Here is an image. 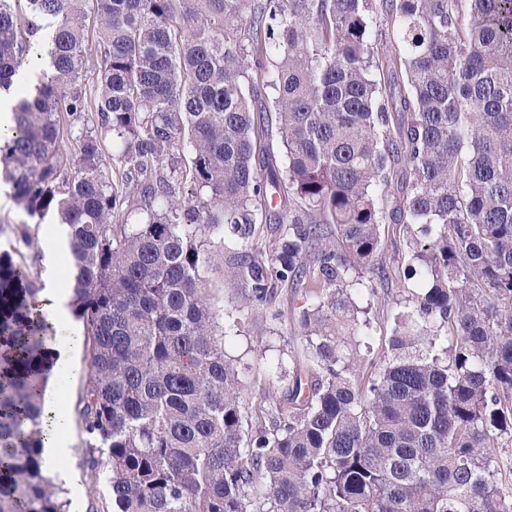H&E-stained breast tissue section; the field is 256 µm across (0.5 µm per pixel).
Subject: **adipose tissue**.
Segmentation results:
<instances>
[{"label":"adipose tissue","mask_w":512,"mask_h":512,"mask_svg":"<svg viewBox=\"0 0 512 512\" xmlns=\"http://www.w3.org/2000/svg\"><path fill=\"white\" fill-rule=\"evenodd\" d=\"M80 343V331L75 328L71 331V339L68 346L63 348L56 346L52 349L54 364L43 392L44 408L49 419L43 437V457L47 466L53 469L58 468L68 453V445L63 439V428L66 421L56 412V379L62 371L75 366L79 355Z\"/></svg>","instance_id":"adipose-tissue-1"}]
</instances>
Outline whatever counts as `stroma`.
Segmentation results:
<instances>
[{
  "mask_svg": "<svg viewBox=\"0 0 512 512\" xmlns=\"http://www.w3.org/2000/svg\"><path fill=\"white\" fill-rule=\"evenodd\" d=\"M56 221L55 214L41 218H26L12 196V188L0 177V251H9L16 261L26 262L39 279L49 274L63 277L71 267L69 253H61L54 266L46 264L49 230ZM382 249L378 264L382 269L375 277L374 351L386 350L398 312L396 300L402 290L404 272L408 265L407 233L403 225L385 224L381 227ZM211 255L204 268L211 300L218 312V325L236 320L238 332L225 344L231 358L241 360L248 369L242 377L243 398L248 423L264 421L275 399L281 398L287 381L272 380L271 366L278 360L295 355L301 344L297 339L292 314L296 297L288 284H279L270 304L251 306L242 297L244 284L231 277L228 269L232 258L219 236L205 239ZM89 374V356L80 354L77 366L61 375L57 381L59 414L66 419L64 435L69 442V454L64 463L66 477L61 480V499L67 512H112V498L104 474H92L84 462L86 435L76 411Z\"/></svg>",
  "mask_w": 512,
  "mask_h": 512,
  "instance_id": "stroma-1",
  "label": "stroma"
}]
</instances>
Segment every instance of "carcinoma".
I'll return each mask as SVG.
<instances>
[{
    "mask_svg": "<svg viewBox=\"0 0 512 512\" xmlns=\"http://www.w3.org/2000/svg\"><path fill=\"white\" fill-rule=\"evenodd\" d=\"M14 2L5 178L27 215L70 229L79 414L113 512H512V0H26L25 38ZM44 17L31 92L20 71ZM269 108L280 163L256 157ZM90 110L100 132L66 152L59 114ZM107 135L123 145L113 177ZM270 194L288 204L265 215L281 225L271 258L232 275L257 306L291 284L307 366L278 361L288 394L248 433L200 237L251 250ZM383 224L409 233L413 287L376 356ZM39 291L0 252V344L17 353L0 369V512H65L43 459Z\"/></svg>",
    "mask_w": 512,
    "mask_h": 512,
    "instance_id": "obj_1",
    "label": "carcinoma"
}]
</instances>
